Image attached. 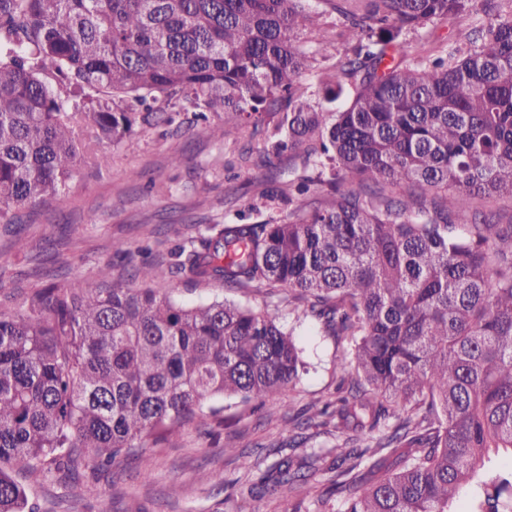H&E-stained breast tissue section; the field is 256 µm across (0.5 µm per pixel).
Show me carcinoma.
Instances as JSON below:
<instances>
[{"label": "carcinoma", "instance_id": "obj_1", "mask_svg": "<svg viewBox=\"0 0 512 512\" xmlns=\"http://www.w3.org/2000/svg\"><path fill=\"white\" fill-rule=\"evenodd\" d=\"M448 52L409 63L391 50L428 24L468 15ZM0 0V223L57 198L76 166L133 145L182 102L236 112L271 152L301 159L288 194L330 193L288 215L213 224L178 245L188 282L285 287L346 342L348 387L301 430L341 434L331 485L345 512H512V217L476 197H512V0ZM315 33L343 52L318 91L300 80ZM349 101L331 104L346 87ZM322 100L313 102L316 93ZM408 186L402 194L387 187ZM451 190L453 197L431 192ZM166 275L146 261L132 278ZM304 363L272 318L234 303L184 305L100 269L94 288L53 285L0 317V512H29L8 471L38 478L84 452L110 461L163 438L217 397L274 398ZM392 448H411L386 467ZM325 454L291 456L260 482L310 494Z\"/></svg>", "mask_w": 512, "mask_h": 512}]
</instances>
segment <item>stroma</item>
Segmentation results:
<instances>
[{
	"label": "stroma",
	"mask_w": 512,
	"mask_h": 512,
	"mask_svg": "<svg viewBox=\"0 0 512 512\" xmlns=\"http://www.w3.org/2000/svg\"><path fill=\"white\" fill-rule=\"evenodd\" d=\"M215 136L197 135L193 115L172 124L146 126L132 147L97 144L108 166L79 165L62 197L22 208V235L0 224V315L22 313L37 290L53 284L96 286L99 270L138 287L131 273L142 257L171 261L176 245L208 226L250 213L262 195L288 183L299 161L289 154L261 166V139H248L234 113L210 115ZM130 253L115 256L113 241ZM186 305L227 301L264 313L290 331L307 369L295 386L265 402L210 400V413L186 423L162 442L146 440L134 456L119 455L111 468L79 458L68 470L30 479L23 467L13 477L33 512H98L110 498L113 512H279L284 486L262 487L265 469L289 449L288 419L304 410L335 404L344 345L315 319L296 321L287 291L266 286L227 288L192 285L170 272L155 284Z\"/></svg>",
	"instance_id": "stroma-1"
}]
</instances>
